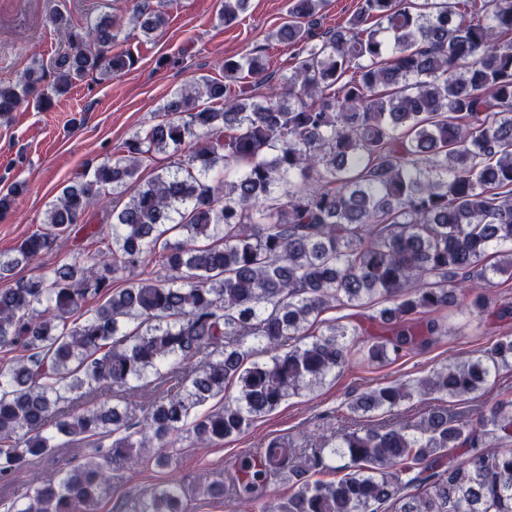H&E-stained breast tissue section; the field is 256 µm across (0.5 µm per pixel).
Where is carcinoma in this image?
<instances>
[{
    "label": "carcinoma",
    "mask_w": 512,
    "mask_h": 512,
    "mask_svg": "<svg viewBox=\"0 0 512 512\" xmlns=\"http://www.w3.org/2000/svg\"><path fill=\"white\" fill-rule=\"evenodd\" d=\"M249 0H224L230 25ZM326 0H288L272 38L294 48L278 80L262 52L224 59V80L175 93L163 118L85 170L8 253L0 279L71 235L103 244L0 289V479L69 443L105 454L32 481L7 512H96L114 473L148 449L167 467L183 435L209 447L323 383L352 351L394 362L442 334L432 317L466 288L512 279V0H363L320 31ZM150 35L166 12L133 6ZM108 17L66 29L52 91L132 64ZM34 62L0 83V116L35 95ZM265 92H260V89ZM169 163L143 185L157 153ZM24 183L0 193L8 214ZM111 198L106 224L84 217ZM122 287L117 288L115 284ZM101 303L84 309L88 298ZM364 307L356 325L330 310ZM386 338L361 340L369 327ZM512 366V338L425 379L360 393L353 414L416 395L461 402ZM235 382L224 407L208 399ZM163 387L140 412L107 393ZM288 481L264 512H512V396L469 415L429 408L405 425L336 433L309 454L272 439L245 489ZM182 487L125 512H186Z\"/></svg>",
    "instance_id": "1"
}]
</instances>
